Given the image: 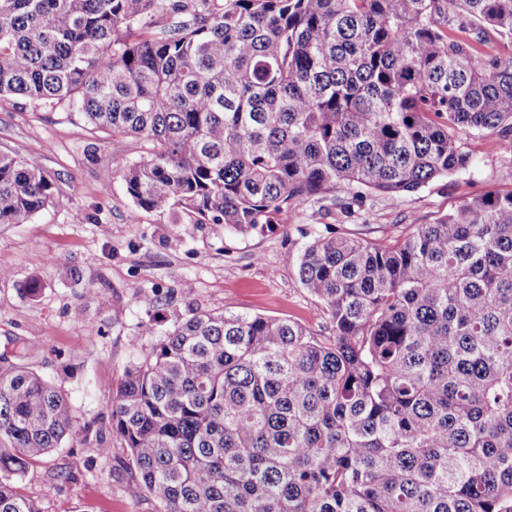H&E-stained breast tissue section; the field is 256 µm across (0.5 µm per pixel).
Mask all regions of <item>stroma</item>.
<instances>
[{"label":"stroma","instance_id":"1","mask_svg":"<svg viewBox=\"0 0 512 512\" xmlns=\"http://www.w3.org/2000/svg\"><path fill=\"white\" fill-rule=\"evenodd\" d=\"M473 156L465 170L438 178L392 201L368 192L366 207L347 217L318 215L310 204L289 210L265 234L225 232L220 224H172L136 208L118 158L134 160L145 141L91 131L74 110L0 98V152L22 157L47 174L56 203L27 224H0V353L21 341L33 350L24 364L68 395L76 426H107L112 398L130 364L150 349L139 294L156 296L167 321L193 310L223 309L291 319L313 336L330 333L322 302L301 285L286 251H300L310 225L329 224L361 237L431 224L485 190H512V153L497 136H460ZM38 295H30L31 283ZM89 450L67 441L30 467L18 486L43 512H156L148 498L130 499L126 459L88 465ZM53 495H46L49 483Z\"/></svg>","mask_w":512,"mask_h":512}]
</instances>
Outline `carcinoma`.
<instances>
[{
    "instance_id": "cac0c4a2",
    "label": "carcinoma",
    "mask_w": 512,
    "mask_h": 512,
    "mask_svg": "<svg viewBox=\"0 0 512 512\" xmlns=\"http://www.w3.org/2000/svg\"><path fill=\"white\" fill-rule=\"evenodd\" d=\"M2 96L149 142L115 161L136 207L262 234L466 168L463 131L512 153V0H0ZM53 203L0 153V224ZM284 262L332 336L228 308L164 328L141 294L154 341L108 443L0 367V512H42L16 482L76 435L121 449L157 512H512V191L404 236L316 231Z\"/></svg>"
}]
</instances>
